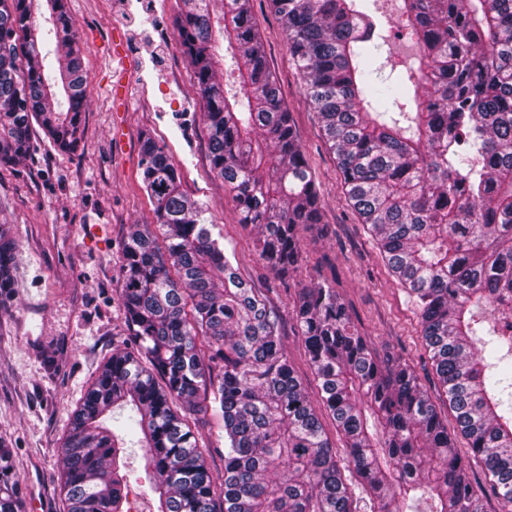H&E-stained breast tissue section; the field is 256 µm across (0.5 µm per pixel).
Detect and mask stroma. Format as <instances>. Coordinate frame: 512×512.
<instances>
[{
    "instance_id": "stroma-1",
    "label": "stroma",
    "mask_w": 512,
    "mask_h": 512,
    "mask_svg": "<svg viewBox=\"0 0 512 512\" xmlns=\"http://www.w3.org/2000/svg\"><path fill=\"white\" fill-rule=\"evenodd\" d=\"M268 65L296 136L318 176L319 225L303 234L300 268L278 277L238 222L211 169L202 101L177 42L182 0H67L89 83L76 153L34 129L30 155L0 167V224L17 243L9 301L0 306V437L13 453L24 512H63L60 448L72 410L97 370L129 335L119 308V244L128 225L151 224L140 145L164 144L182 188L245 279L281 318V339L309 393L317 382L293 321L295 295L320 275L334 280L379 354L401 356L419 375L445 423L455 417L432 376L413 296L388 270L351 207L287 40L268 0H249Z\"/></svg>"
}]
</instances>
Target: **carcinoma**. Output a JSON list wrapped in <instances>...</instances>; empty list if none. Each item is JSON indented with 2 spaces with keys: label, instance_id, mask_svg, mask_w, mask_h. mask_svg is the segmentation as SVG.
<instances>
[{
  "label": "carcinoma",
  "instance_id": "carcinoma-1",
  "mask_svg": "<svg viewBox=\"0 0 512 512\" xmlns=\"http://www.w3.org/2000/svg\"><path fill=\"white\" fill-rule=\"evenodd\" d=\"M376 0H270L345 193L391 273L415 297L432 368L473 458L512 512V0H401L413 64L364 66L385 36ZM248 0H183L175 26L203 102L211 169L276 275L297 270L301 230L321 223L318 180L290 122ZM55 74L32 0H0V166L26 158L33 124L60 149L81 140L88 103L65 0H46ZM236 60L228 93L213 49ZM390 68L385 76L382 70ZM422 90L415 111L406 89ZM140 173L154 224L120 245L131 341L102 364L62 443L67 512H130L121 453L143 450L153 512H357L319 420L345 437L346 467L374 512H483L468 465L412 368L379 356L324 280L294 306L318 387L295 374L280 317L202 222L164 146ZM16 242L0 226V298ZM224 430L214 475L184 411ZM0 512H23L0 441Z\"/></svg>",
  "mask_w": 512,
  "mask_h": 512
}]
</instances>
